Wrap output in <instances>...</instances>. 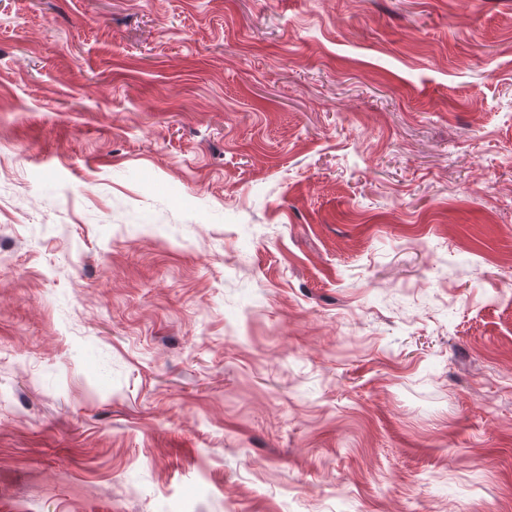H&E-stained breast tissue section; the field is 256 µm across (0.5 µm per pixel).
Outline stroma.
Instances as JSON below:
<instances>
[{
    "label": "stroma",
    "mask_w": 512,
    "mask_h": 512,
    "mask_svg": "<svg viewBox=\"0 0 512 512\" xmlns=\"http://www.w3.org/2000/svg\"><path fill=\"white\" fill-rule=\"evenodd\" d=\"M512 0H0V512H512Z\"/></svg>",
    "instance_id": "stroma-1"
}]
</instances>
